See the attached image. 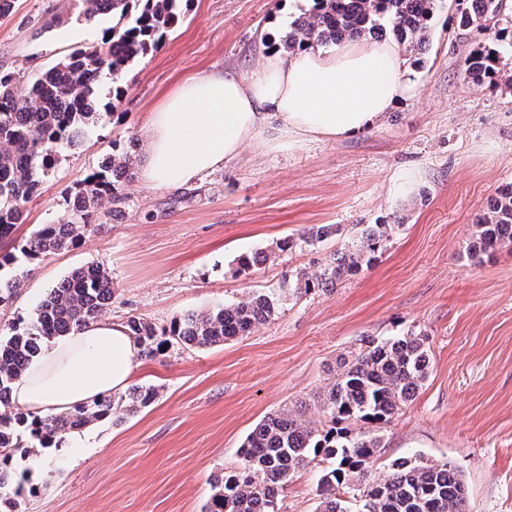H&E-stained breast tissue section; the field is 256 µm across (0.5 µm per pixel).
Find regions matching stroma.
Wrapping results in <instances>:
<instances>
[{"mask_svg":"<svg viewBox=\"0 0 512 512\" xmlns=\"http://www.w3.org/2000/svg\"><path fill=\"white\" fill-rule=\"evenodd\" d=\"M310 0H181L180 19L127 70L122 95L101 79V113L26 203V220L0 253L28 276L0 328L30 321L73 269L101 264L117 293L105 312L162 329L184 314L268 295L275 314L247 336L171 349L141 360L131 382L156 401L121 424L68 435L17 471L38 474L24 512H203L216 475L239 470V448L270 413L324 391L339 360L366 337L429 336L430 374L403 412L382 426L380 465L402 456L449 460L469 512H512V247L474 262L475 217L512 183V44L501 25L463 29L454 0H437L423 62L410 65L411 99L353 138L276 151L248 149L195 186L169 191L131 180L121 214L80 245L27 259L21 248L67 209L69 196L108 155L140 142L148 115L182 81L221 70L246 79L284 46ZM107 21L86 22L81 0H15L0 20V70L31 77L71 51L100 43ZM478 45L500 53L494 80L474 83L463 62ZM339 226L326 240L310 227ZM368 224L396 231L371 266L297 295L285 275L323 268ZM286 237L292 249L278 250ZM272 258L250 270L243 255ZM320 465L298 470L280 512H316Z\"/></svg>","mask_w":512,"mask_h":512,"instance_id":"1","label":"stroma"}]
</instances>
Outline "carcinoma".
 <instances>
[{
  "mask_svg": "<svg viewBox=\"0 0 512 512\" xmlns=\"http://www.w3.org/2000/svg\"><path fill=\"white\" fill-rule=\"evenodd\" d=\"M84 17L112 20L110 38L78 49L19 85L0 72V240L11 238L25 220V204L36 195L57 161L58 148L83 133L95 116L97 84L105 76L118 84L135 61L156 48L179 20L180 0H84ZM509 0H456L462 27L483 28L507 9ZM313 10L298 18L288 50L310 41L341 42L385 32L410 51H418L433 17L434 0H314ZM500 58L482 46L464 59L473 79L493 78ZM133 154L109 156L88 175L66 213L43 225L24 253L44 258L74 247L97 232L102 213L120 212L122 189L132 179ZM475 241L468 254L479 259L512 246V185L476 219ZM397 225L370 224L357 241L333 254L319 273L291 276L297 293L317 284L326 291L371 265ZM27 277L23 270L0 284V306L8 305ZM112 276L99 264L73 271L52 288L34 320L16 323L0 336V512H23V477L12 468L15 455L30 457L37 448L58 446L66 435L96 422L122 421L158 396L137 386L126 394L103 396L62 413L36 415L13 405L12 383L50 340L98 320L112 304ZM275 304L253 294L213 312L188 313L175 320L169 337L157 338L148 322H126L140 356L155 359L174 346L203 348L246 336L267 322ZM430 370L429 336L413 330L380 341L367 340L354 359L339 363L336 379L314 397L320 418L300 403L266 416L241 449L242 467L214 479L209 512H278L279 496L301 468L328 463L318 479L317 512H346L338 494L360 497L362 512H467L466 488L455 466L421 456L403 457L381 478H371L381 456V437L364 424L393 420L410 402Z\"/></svg>",
  "mask_w": 512,
  "mask_h": 512,
  "instance_id": "1",
  "label": "carcinoma"
}]
</instances>
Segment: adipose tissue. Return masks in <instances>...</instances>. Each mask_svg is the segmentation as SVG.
I'll use <instances>...</instances> for the list:
<instances>
[{"label": "adipose tissue", "instance_id": "obj_1", "mask_svg": "<svg viewBox=\"0 0 512 512\" xmlns=\"http://www.w3.org/2000/svg\"><path fill=\"white\" fill-rule=\"evenodd\" d=\"M395 42L307 44L266 52L249 80L210 71L184 80L151 112L135 168L142 186L180 189L240 158L310 140L340 141L382 122L414 95ZM139 362L122 322L97 321L45 346L13 384L30 412L64 411L124 389Z\"/></svg>", "mask_w": 512, "mask_h": 512}]
</instances>
